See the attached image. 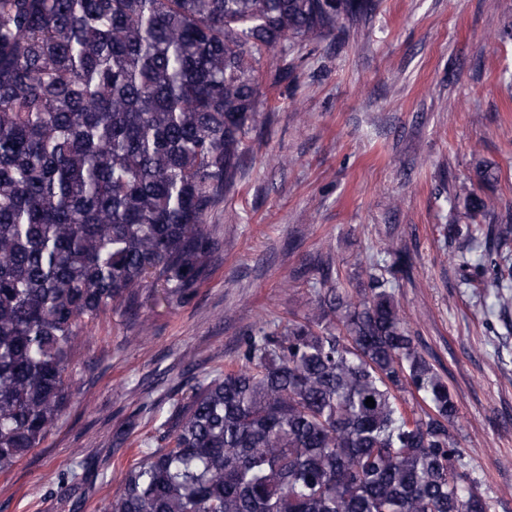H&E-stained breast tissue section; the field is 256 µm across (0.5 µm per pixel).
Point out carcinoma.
<instances>
[{
    "instance_id": "1",
    "label": "carcinoma",
    "mask_w": 512,
    "mask_h": 512,
    "mask_svg": "<svg viewBox=\"0 0 512 512\" xmlns=\"http://www.w3.org/2000/svg\"><path fill=\"white\" fill-rule=\"evenodd\" d=\"M375 0H0V472L71 396L80 332L146 288L179 305L218 242L259 111L263 54ZM454 258L508 305L512 209L469 191ZM354 291L324 271L303 316L190 386L106 512H492L447 379L411 336L389 242ZM371 397L375 406L365 405ZM413 399L419 410L407 409Z\"/></svg>"
}]
</instances>
